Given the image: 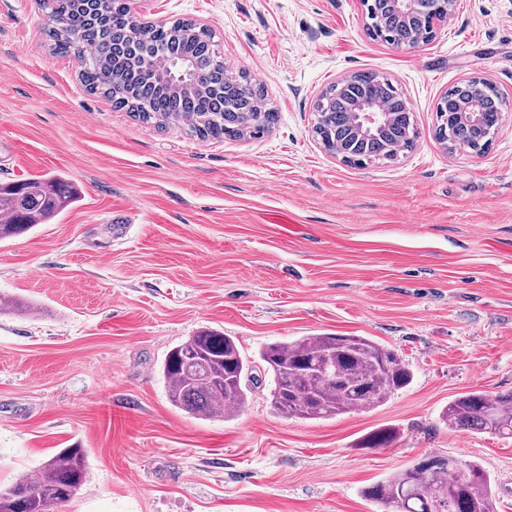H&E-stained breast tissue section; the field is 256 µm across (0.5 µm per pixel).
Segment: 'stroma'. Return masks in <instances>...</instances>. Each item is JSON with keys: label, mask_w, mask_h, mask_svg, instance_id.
<instances>
[{"label": "stroma", "mask_w": 512, "mask_h": 512, "mask_svg": "<svg viewBox=\"0 0 512 512\" xmlns=\"http://www.w3.org/2000/svg\"><path fill=\"white\" fill-rule=\"evenodd\" d=\"M148 20L209 27L277 124L202 140L143 123L53 55L38 0H0V183L60 174L78 202L0 241V488L63 448L86 486L58 512H373L360 491L442 452L478 462L512 512V439L452 431L458 394L512 391V0H455L416 50L369 37L360 0H135ZM371 71L419 135L351 167L312 132L323 91ZM486 78L502 123L483 155L448 152L435 108ZM129 211L127 227L112 218ZM209 328L253 359L315 334L394 349L412 383L372 410L288 419L262 380L227 420L174 407L167 353ZM394 440L362 447L370 432Z\"/></svg>", "instance_id": "obj_1"}]
</instances>
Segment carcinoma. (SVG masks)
<instances>
[{
  "mask_svg": "<svg viewBox=\"0 0 512 512\" xmlns=\"http://www.w3.org/2000/svg\"><path fill=\"white\" fill-rule=\"evenodd\" d=\"M46 10L49 49L70 55L78 63L79 79L91 93H101L116 110L134 113L143 122L174 121L203 139L263 133L276 113L263 108L262 91L246 77L224 80L225 65L209 28L192 21L170 25L146 22L132 15L129 0H110L99 9L95 0H40ZM62 17L67 25L59 27ZM80 29V40L71 30ZM417 24L404 25L381 18L371 36L389 42L418 37ZM188 64L197 79L160 74L152 59L159 52ZM358 84L346 91L332 85L318 104L313 132L321 142L347 152L346 163L362 165L394 160L412 148L416 137L412 112L405 98L384 92L390 120L382 135L359 134L352 120L354 98L373 90L374 74L357 75ZM502 93L491 83L476 108L485 123L474 126L440 119L437 139L481 153L487 148V128L500 112ZM79 192L58 175H34L0 184V240L48 224L68 210ZM272 374L270 404L286 418L329 419L371 410L407 387L413 380L409 365L397 354L365 336L322 334L274 342L259 352ZM162 372L168 396L177 408L194 416L230 418L256 387L252 361L234 339L205 329L167 354ZM455 431L512 437V392L490 396L480 390L464 392L448 403L442 415ZM388 430L371 433L365 448L391 443ZM87 457L81 448H63L28 471L19 481L0 489V512H54L69 501L68 488L80 490L87 479ZM362 496L381 512H496L490 476L474 461L432 453L405 469L362 490Z\"/></svg>",
  "mask_w": 512,
  "mask_h": 512,
  "instance_id": "cac0c4a2",
  "label": "carcinoma"
}]
</instances>
